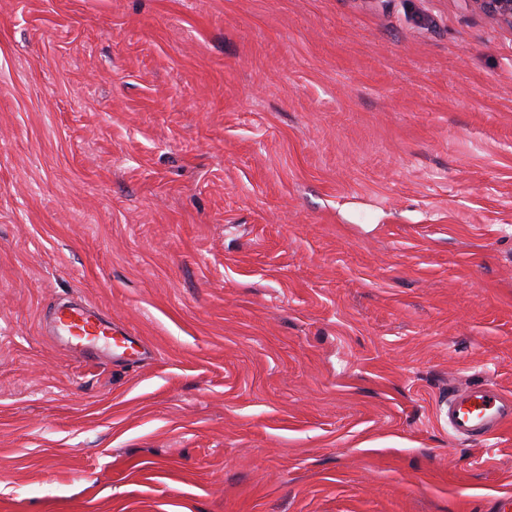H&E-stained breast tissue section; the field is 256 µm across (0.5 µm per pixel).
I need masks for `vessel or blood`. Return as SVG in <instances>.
Here are the masks:
<instances>
[{
    "label": "vessel or blood",
    "instance_id": "b4317fda",
    "mask_svg": "<svg viewBox=\"0 0 512 512\" xmlns=\"http://www.w3.org/2000/svg\"><path fill=\"white\" fill-rule=\"evenodd\" d=\"M51 333L81 356L90 354L100 341L118 356L132 347L131 338L120 333L111 316L80 300L55 311ZM445 415L453 438L486 440L512 424V395L489 385H477L449 397Z\"/></svg>",
    "mask_w": 512,
    "mask_h": 512
}]
</instances>
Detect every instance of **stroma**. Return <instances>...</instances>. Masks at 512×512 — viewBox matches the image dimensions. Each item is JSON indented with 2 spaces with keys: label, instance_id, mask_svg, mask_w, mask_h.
Here are the masks:
<instances>
[{
  "label": "stroma",
  "instance_id": "stroma-1",
  "mask_svg": "<svg viewBox=\"0 0 512 512\" xmlns=\"http://www.w3.org/2000/svg\"><path fill=\"white\" fill-rule=\"evenodd\" d=\"M81 295L147 346L72 355ZM512 31L464 0H0V512H512ZM448 433L460 440H487L512 423V395L476 385L448 398Z\"/></svg>",
  "mask_w": 512,
  "mask_h": 512
}]
</instances>
